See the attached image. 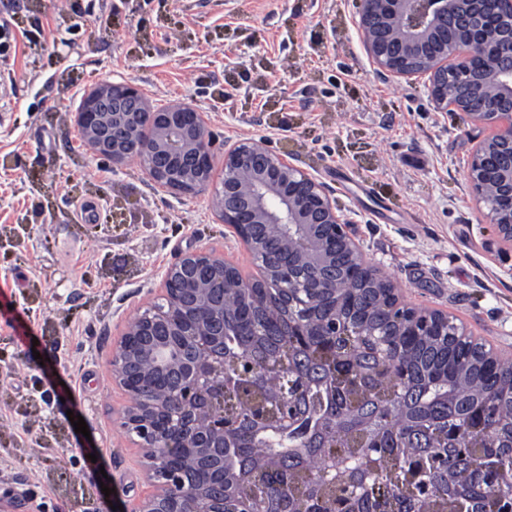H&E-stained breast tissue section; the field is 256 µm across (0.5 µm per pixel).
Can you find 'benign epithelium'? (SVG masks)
<instances>
[{"mask_svg": "<svg viewBox=\"0 0 512 512\" xmlns=\"http://www.w3.org/2000/svg\"><path fill=\"white\" fill-rule=\"evenodd\" d=\"M359 28L368 56L392 77H428L441 112H454L487 135L469 166V183L497 231L499 248L512 250V0H358ZM76 122L87 145L121 164L137 159L149 178L168 191L193 195L209 189L215 156L201 115L184 104L154 108L130 82H104L83 99ZM332 190L274 154L259 140L224 152V182L213 208L233 224L247 250L264 267L283 255L297 258L313 275L303 288L279 281L290 295L313 301L336 296V245L343 248L349 284L383 285L385 308L399 323L427 334L452 328L457 342L499 361L462 326L441 312L420 313L400 302L392 281L367 263L349 234L350 220L336 207ZM224 258L204 249L182 253L164 277L165 304L129 324L112 357V376L129 396L124 426L140 439L147 478L155 491L121 512H224V449L249 448L251 437L235 395L260 392L278 366L257 356L224 357ZM332 317L319 326L289 330L291 336L343 333ZM292 400L257 398L248 423L275 422L285 431L299 424L288 415ZM403 489L430 494L426 472ZM459 512H512V494L491 507L467 500Z\"/></svg>", "mask_w": 512, "mask_h": 512, "instance_id": "1", "label": "benign epithelium"}]
</instances>
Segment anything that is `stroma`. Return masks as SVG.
I'll return each mask as SVG.
<instances>
[{"label": "stroma", "instance_id": "1", "mask_svg": "<svg viewBox=\"0 0 512 512\" xmlns=\"http://www.w3.org/2000/svg\"><path fill=\"white\" fill-rule=\"evenodd\" d=\"M356 0H0V500L15 512H112L151 493L110 364L126 323L163 304L179 253L206 248L259 278L210 193L156 186L112 164L76 123L104 81L201 112L224 178L248 139L325 183L364 258L418 310H438L512 354V251L468 182L482 127L436 111L426 77L368 58ZM78 379L107 473L42 400V359ZM110 482L104 496L100 484Z\"/></svg>", "mask_w": 512, "mask_h": 512}]
</instances>
